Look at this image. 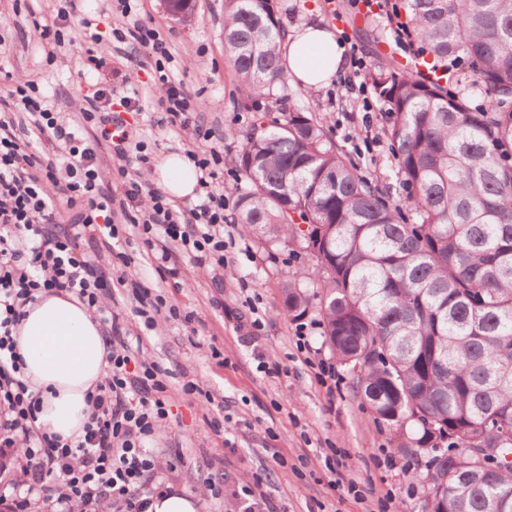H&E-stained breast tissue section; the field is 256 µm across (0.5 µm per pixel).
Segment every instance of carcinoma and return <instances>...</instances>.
I'll return each mask as SVG.
<instances>
[{
  "label": "carcinoma",
  "instance_id": "1",
  "mask_svg": "<svg viewBox=\"0 0 512 512\" xmlns=\"http://www.w3.org/2000/svg\"><path fill=\"white\" fill-rule=\"evenodd\" d=\"M401 26L440 76L381 67L397 161L384 188L323 124L285 108L274 0H227L224 55L243 106L281 118L240 134L237 222L271 249L306 252L283 288L288 318L318 311L326 344L399 447L431 455L425 512H512V0H401ZM471 81L480 105L449 88Z\"/></svg>",
  "mask_w": 512,
  "mask_h": 512
}]
</instances>
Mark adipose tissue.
<instances>
[{"instance_id": "obj_1", "label": "adipose tissue", "mask_w": 512, "mask_h": 512, "mask_svg": "<svg viewBox=\"0 0 512 512\" xmlns=\"http://www.w3.org/2000/svg\"><path fill=\"white\" fill-rule=\"evenodd\" d=\"M281 53L292 80L309 89L330 84L348 61L335 33L324 25L301 24L288 34ZM155 173L174 198L192 195L193 163L182 154L165 156ZM17 352L30 385L42 394L39 423L49 432L76 438L88 420L86 393L100 380L107 353L100 329L75 295H43L28 305Z\"/></svg>"}]
</instances>
